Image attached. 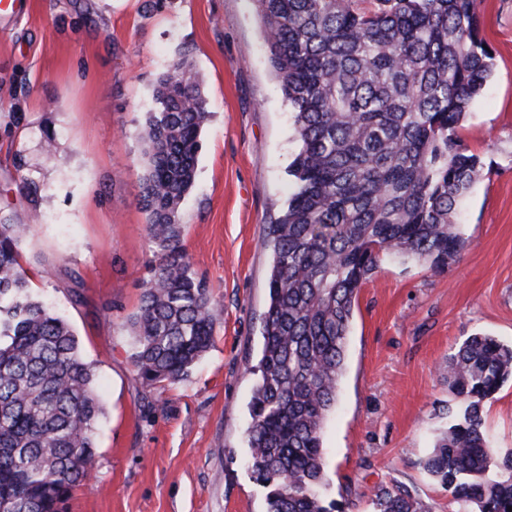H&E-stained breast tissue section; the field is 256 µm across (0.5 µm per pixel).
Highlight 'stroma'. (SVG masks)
Masks as SVG:
<instances>
[{"mask_svg":"<svg viewBox=\"0 0 512 512\" xmlns=\"http://www.w3.org/2000/svg\"><path fill=\"white\" fill-rule=\"evenodd\" d=\"M479 14L495 72L460 129L482 164L459 211L468 246L442 270L386 258L359 290L323 436L324 493L343 512H373L391 485L454 512L423 468L456 403L441 367L468 336L512 343V0H479ZM177 60L210 112L181 221L213 291L214 341L185 380L148 392L126 328L152 258L135 131ZM295 150L254 0H15L0 13V212L26 225L31 287L75 330L105 410L96 473L69 512H266L245 438L271 262L259 242ZM484 430L494 451L512 448L511 380Z\"/></svg>","mask_w":512,"mask_h":512,"instance_id":"35a3bbf8","label":"stroma"}]
</instances>
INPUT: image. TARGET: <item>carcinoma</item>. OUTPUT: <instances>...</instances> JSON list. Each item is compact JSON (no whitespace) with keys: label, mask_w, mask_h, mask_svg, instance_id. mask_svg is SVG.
Returning a JSON list of instances; mask_svg holds the SVG:
<instances>
[{"label":"carcinoma","mask_w":512,"mask_h":512,"mask_svg":"<svg viewBox=\"0 0 512 512\" xmlns=\"http://www.w3.org/2000/svg\"><path fill=\"white\" fill-rule=\"evenodd\" d=\"M256 0L269 62L294 114L291 192L267 226L263 344L246 429L266 512H338L326 502L323 432L336 404L362 284L390 254L441 270L467 247L457 207L480 158L461 120L493 56L477 0ZM136 135L140 205L153 245L130 355L145 389L183 381L210 349L215 303L192 271L179 209L195 187L209 118L193 73L173 63ZM25 225L0 217V512H66L90 480L103 408L71 326L30 288ZM441 375L457 400L424 469L456 512H508L512 450L489 448L483 409L512 377V344L467 337ZM374 512H429L380 487Z\"/></svg>","instance_id":"cac0c4a2"}]
</instances>
